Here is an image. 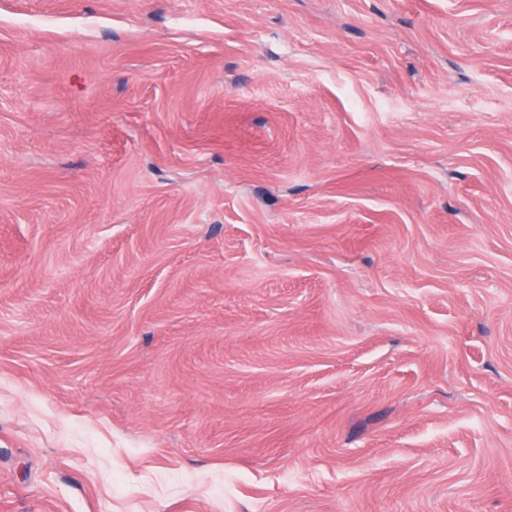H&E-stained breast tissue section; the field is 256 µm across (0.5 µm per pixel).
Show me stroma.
Segmentation results:
<instances>
[{
  "label": "stroma",
  "mask_w": 512,
  "mask_h": 512,
  "mask_svg": "<svg viewBox=\"0 0 512 512\" xmlns=\"http://www.w3.org/2000/svg\"><path fill=\"white\" fill-rule=\"evenodd\" d=\"M0 512H512V0H0Z\"/></svg>",
  "instance_id": "35a3bbf8"
}]
</instances>
